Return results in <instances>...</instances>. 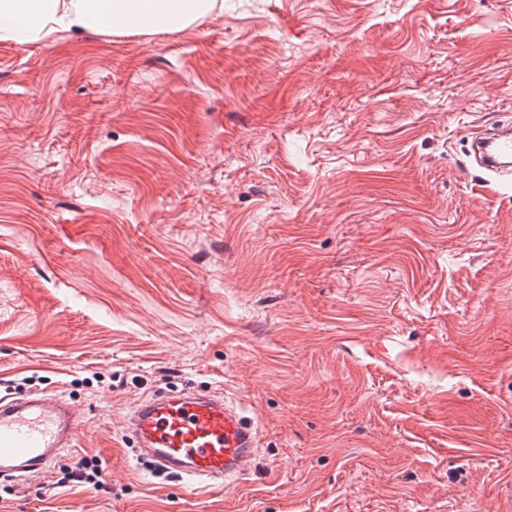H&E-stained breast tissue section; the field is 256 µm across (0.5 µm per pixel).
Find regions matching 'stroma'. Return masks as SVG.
Wrapping results in <instances>:
<instances>
[{
	"mask_svg": "<svg viewBox=\"0 0 512 512\" xmlns=\"http://www.w3.org/2000/svg\"><path fill=\"white\" fill-rule=\"evenodd\" d=\"M510 119L512 0L0 43V393L85 424L0 512H512V183L467 156ZM183 388L254 417L241 483L123 439ZM85 457L102 483L59 486Z\"/></svg>",
	"mask_w": 512,
	"mask_h": 512,
	"instance_id": "35a3bbf8",
	"label": "stroma"
}]
</instances>
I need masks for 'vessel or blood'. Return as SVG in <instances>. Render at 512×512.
<instances>
[{
    "mask_svg": "<svg viewBox=\"0 0 512 512\" xmlns=\"http://www.w3.org/2000/svg\"><path fill=\"white\" fill-rule=\"evenodd\" d=\"M481 166L500 173L512 156V136L478 137ZM82 422L58 393L0 395V476L26 481L44 473L62 451L74 448ZM127 444L155 471L199 491L244 475L259 451L252 419L216 391L159 392L141 398L125 423Z\"/></svg>",
    "mask_w": 512,
    "mask_h": 512,
    "instance_id": "obj_1",
    "label": "vessel or blood"
}]
</instances>
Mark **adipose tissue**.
<instances>
[{
  "label": "adipose tissue",
  "mask_w": 512,
  "mask_h": 512,
  "mask_svg": "<svg viewBox=\"0 0 512 512\" xmlns=\"http://www.w3.org/2000/svg\"><path fill=\"white\" fill-rule=\"evenodd\" d=\"M223 7L224 0H0V42L184 30Z\"/></svg>",
  "instance_id": "1"
}]
</instances>
